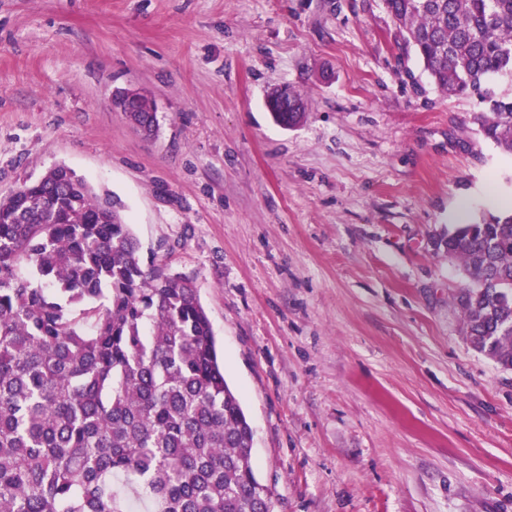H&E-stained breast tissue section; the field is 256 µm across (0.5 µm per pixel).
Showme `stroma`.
<instances>
[{
	"label": "stroma",
	"mask_w": 512,
	"mask_h": 512,
	"mask_svg": "<svg viewBox=\"0 0 512 512\" xmlns=\"http://www.w3.org/2000/svg\"><path fill=\"white\" fill-rule=\"evenodd\" d=\"M399 40L381 0H0V197L68 166L193 279L275 512H512V370L432 246L512 156ZM137 94L132 91L122 92L115 96L113 104L120 112H128L125 114L132 122L151 133L158 125L157 113L148 99L139 96L135 101Z\"/></svg>",
	"instance_id": "obj_1"
}]
</instances>
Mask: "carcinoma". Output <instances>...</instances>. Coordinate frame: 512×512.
<instances>
[{"instance_id":"1","label":"carcinoma","mask_w":512,"mask_h":512,"mask_svg":"<svg viewBox=\"0 0 512 512\" xmlns=\"http://www.w3.org/2000/svg\"><path fill=\"white\" fill-rule=\"evenodd\" d=\"M432 81L470 91L512 155V0H383ZM126 116L151 133L149 100ZM471 348L512 370V210L441 234ZM253 428L193 280L139 244L112 198L50 169L0 198V512H274Z\"/></svg>"}]
</instances>
